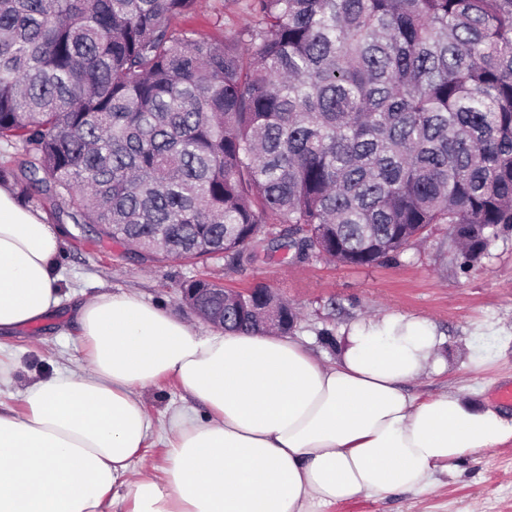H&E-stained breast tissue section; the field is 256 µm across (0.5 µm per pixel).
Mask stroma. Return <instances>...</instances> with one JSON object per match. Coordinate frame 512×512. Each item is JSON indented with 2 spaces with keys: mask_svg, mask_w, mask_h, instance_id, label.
Segmentation results:
<instances>
[{
  "mask_svg": "<svg viewBox=\"0 0 512 512\" xmlns=\"http://www.w3.org/2000/svg\"><path fill=\"white\" fill-rule=\"evenodd\" d=\"M249 21L248 14L225 9L224 0H198L184 25L201 39L213 41L235 37ZM29 206L61 232L58 270L66 299L47 321L0 335V355L18 363L15 385L0 389V405L20 409L17 385L28 375L49 377L64 368L80 370L81 338L73 310L100 291L138 294L200 325V318L179 295L182 281L191 278L227 288L256 282L275 288L300 313L294 337L326 363L335 360L336 340L353 323L391 314L426 320L444 340L445 367L411 384V392L433 396L454 390L475 404L492 405L496 391L512 385V225L501 227L485 254L466 269L456 258L447 225L435 224L425 241L407 247L397 260L373 267L323 259L292 263L278 251L230 271L220 256L145 267L126 247L96 243L92 228L71 220L69 202L40 193ZM474 348L487 358L483 369H474L469 361ZM145 401L161 424L175 408L191 403L172 379L151 388ZM322 512H512V444L484 449L458 465L456 474L439 475L430 492L360 495Z\"/></svg>",
  "mask_w": 512,
  "mask_h": 512,
  "instance_id": "stroma-1",
  "label": "stroma"
}]
</instances>
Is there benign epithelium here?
Here are the masks:
<instances>
[{
  "mask_svg": "<svg viewBox=\"0 0 512 512\" xmlns=\"http://www.w3.org/2000/svg\"><path fill=\"white\" fill-rule=\"evenodd\" d=\"M234 297L242 311L258 313L264 321L284 324L287 311L275 304L276 291L272 288H182L180 297L202 320L215 326H224L225 295Z\"/></svg>",
  "mask_w": 512,
  "mask_h": 512,
  "instance_id": "benign-epithelium-1",
  "label": "benign epithelium"
}]
</instances>
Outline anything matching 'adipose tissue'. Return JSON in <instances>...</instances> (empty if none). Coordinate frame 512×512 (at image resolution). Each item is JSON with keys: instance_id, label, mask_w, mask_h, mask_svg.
Returning a JSON list of instances; mask_svg holds the SVG:
<instances>
[{"instance_id": "1", "label": "adipose tissue", "mask_w": 512, "mask_h": 512, "mask_svg": "<svg viewBox=\"0 0 512 512\" xmlns=\"http://www.w3.org/2000/svg\"><path fill=\"white\" fill-rule=\"evenodd\" d=\"M61 246L0 184V334L61 306ZM76 320L86 369L30 379L22 410L0 409V512H315L426 491L512 442L496 407L408 392L443 343L419 318L356 324L332 364L289 336L197 330L134 294L101 291ZM168 377L206 413L172 415L163 479H129L155 432L143 393Z\"/></svg>"}]
</instances>
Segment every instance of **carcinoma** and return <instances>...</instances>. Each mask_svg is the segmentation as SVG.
I'll return each instance as SVG.
<instances>
[{
  "instance_id": "carcinoma-1",
  "label": "carcinoma",
  "mask_w": 512,
  "mask_h": 512,
  "mask_svg": "<svg viewBox=\"0 0 512 512\" xmlns=\"http://www.w3.org/2000/svg\"><path fill=\"white\" fill-rule=\"evenodd\" d=\"M0 0V167L152 264L282 249L370 266L446 224L476 262L512 224V0ZM224 329L264 331L249 313ZM250 20L237 9H224V0H198L196 12L181 25L195 30L201 39L213 41L235 37Z\"/></svg>"
}]
</instances>
